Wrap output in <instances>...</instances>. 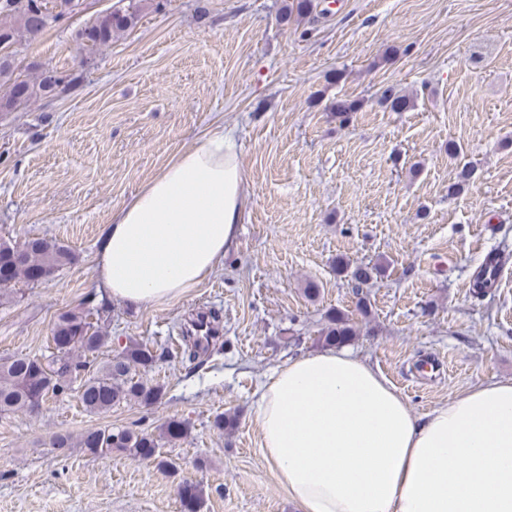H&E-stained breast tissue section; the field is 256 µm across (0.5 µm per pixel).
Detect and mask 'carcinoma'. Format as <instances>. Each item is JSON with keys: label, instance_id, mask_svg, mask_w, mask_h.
<instances>
[{"label": "carcinoma", "instance_id": "cac0c4a2", "mask_svg": "<svg viewBox=\"0 0 512 512\" xmlns=\"http://www.w3.org/2000/svg\"><path fill=\"white\" fill-rule=\"evenodd\" d=\"M75 0H0V43L13 46L23 39L34 37L63 21L75 11ZM145 0H118L106 12L99 13L92 22L78 31L77 37L92 48L112 44V38L130 30L143 16ZM38 79H23L14 65V53L0 55V112L11 111L21 88L29 89V97L47 94L51 87L56 91L71 92L75 81L67 80L54 70H43L35 65ZM378 103L394 112L409 108L410 97L391 89L382 92ZM355 100L336 101L333 111L336 118L345 122L357 111ZM75 256L63 244L44 238H32L18 244L0 238V266L8 268V275L0 276V301L13 299V288L19 283H37L48 279L72 264ZM502 258L489 252L473 271L469 280L470 293L486 296L497 286ZM341 271L348 272L357 307L365 310L364 286L380 275L383 266L359 264L349 266L343 259L336 260ZM357 335V328L349 314L332 311L327 324L320 331V341L325 346H339ZM53 351L51 358L43 360L29 356L0 358V416L15 413L37 414L49 395L67 387L81 368L93 363L107 343L109 336L101 320L91 321L89 314L69 310L58 316L51 328ZM183 348L178 351L181 361L199 367L200 348L197 343L182 336ZM167 349L151 348L143 343H132L115 357L99 364L79 385V400L90 413H102L124 402H134L145 407L160 403L165 387L145 381L139 371H148L169 358ZM191 424L186 420L170 419L159 427V434L135 431L126 427H105L86 430L77 437L57 433L52 438L56 448H82L93 457H108L112 451L122 452L135 460L150 461L160 468L171 469L174 464L161 457L162 442H175L190 434ZM190 487L189 501L183 504L185 512H199L202 489L196 483L183 481L179 489Z\"/></svg>", "mask_w": 512, "mask_h": 512}]
</instances>
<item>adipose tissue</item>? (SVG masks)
<instances>
[{"instance_id": "adipose-tissue-1", "label": "adipose tissue", "mask_w": 512, "mask_h": 512, "mask_svg": "<svg viewBox=\"0 0 512 512\" xmlns=\"http://www.w3.org/2000/svg\"><path fill=\"white\" fill-rule=\"evenodd\" d=\"M248 192L216 128L112 213L96 270L138 306L173 301L219 269ZM264 460L298 512H512V380L481 382L415 416L346 350L291 358L253 393Z\"/></svg>"}]
</instances>
